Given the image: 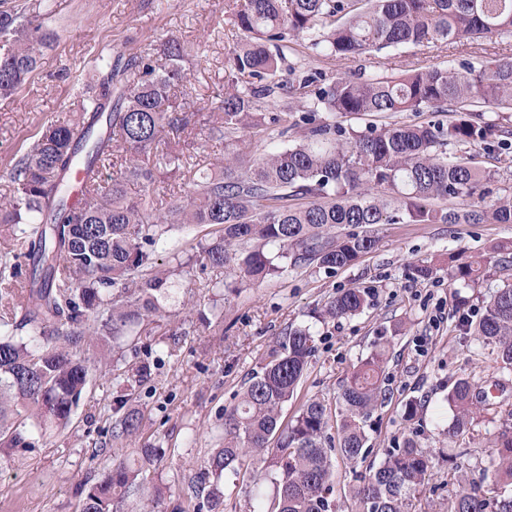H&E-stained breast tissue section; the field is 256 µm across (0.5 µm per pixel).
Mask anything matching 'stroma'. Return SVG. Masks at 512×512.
<instances>
[{
  "mask_svg": "<svg viewBox=\"0 0 512 512\" xmlns=\"http://www.w3.org/2000/svg\"><path fill=\"white\" fill-rule=\"evenodd\" d=\"M235 5V0H50L43 21L57 40L22 87L0 100V200L12 196V162L42 124L72 119L82 80L100 50L116 56L156 53L164 40L177 38L194 54L173 100L207 110L224 92L225 60L241 40L232 20ZM509 53L512 34L442 48H388L351 60L317 54L307 39L292 37L285 50L288 66L269 78L273 93L258 106L301 110L312 104L318 86L340 76L390 78L431 65L478 70ZM310 71L319 72V85L289 94V84ZM375 236L372 252L341 269L291 268L279 278L235 288L226 285L230 273L210 269L174 278L167 314L155 318L150 333L141 336V352L117 348L110 363L93 364L71 425L45 436L30 451L0 457V512H78V485L98 482L113 462L146 444L154 453L143 465V487L148 493L163 488L159 512H194L204 499L195 475L216 446L225 409L259 371L275 339L297 326L310 328L316 352L297 400L283 410L287 419L311 396L337 404L353 364L381 335L389 337L382 383L386 401L366 423V458L356 464L333 459L336 512H354L349 490L357 474L379 464L408 437L420 443L433 464L415 512H446L449 496L459 489L450 477L454 465H461L469 480H480L490 458V438L512 425V371L502 368L493 347L481 345L466 329L512 273L490 265L480 280L464 283L449 275L448 257L465 262L490 254L512 241V224H379ZM424 261L437 267L427 279L415 272ZM214 277L224 280V287H204V280ZM349 288L366 292L363 312L319 319L318 310ZM400 321L405 329L393 335ZM142 364L150 371L140 378L134 369ZM460 378L482 384L491 406L452 443L444 435L452 422L446 395ZM127 393L143 414L142 430L136 440L117 443L108 433L112 405ZM412 399L419 407L409 420L404 410Z\"/></svg>",
  "mask_w": 512,
  "mask_h": 512,
  "instance_id": "1",
  "label": "stroma"
}]
</instances>
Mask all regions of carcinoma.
<instances>
[{
  "instance_id": "1",
  "label": "carcinoma",
  "mask_w": 512,
  "mask_h": 512,
  "mask_svg": "<svg viewBox=\"0 0 512 512\" xmlns=\"http://www.w3.org/2000/svg\"><path fill=\"white\" fill-rule=\"evenodd\" d=\"M41 4L0 0V99L15 94L42 52L57 38L44 27ZM327 18L336 25L312 40L325 56L350 59L373 49L462 43L512 33V0H240L233 25L244 36L225 61L224 98L206 119L209 138L228 141L224 164L196 175L185 144L158 150L165 132L186 128L190 117L170 102L184 81L191 48L169 38L156 67L147 52L124 66L101 55L75 115L46 123L32 146L18 155L9 177L13 196L0 203V453L36 447L51 430L67 428L89 384L90 356L161 313L171 277L190 260L168 247L175 227L208 228L191 249L200 267L229 270L261 283L285 268L314 264L334 270L353 264L377 244L376 224H512V198L477 206L492 173L473 157L448 159V146H476L500 163L512 149V119L484 118L483 108L512 110V58L473 74L429 66L395 78L352 81L339 77L318 91L320 109L342 116L430 112L420 123L371 125L363 131L330 123L311 109L258 112L269 91L244 80L274 76L285 59L287 35L307 36ZM448 120H442V117ZM301 130L300 142L261 156L246 170L232 148L239 138ZM85 178L69 191L75 164ZM119 167L120 173L103 177ZM179 173L184 194L163 209L150 204L157 171ZM142 187L141 198L129 186ZM167 250L164 263L157 249ZM499 258L455 263L453 276L480 279L486 264L512 267V242ZM365 294L347 289L329 301L324 319L357 314ZM512 369V284L495 291L474 329ZM389 342H378L352 368L340 394L338 448L326 447L332 409L309 397L290 420L283 407L297 397L315 351L307 327L276 340L269 360L245 383L224 412V437L201 465L199 480L214 477L207 502L216 507L224 472H246L253 482L274 485V496L257 512H334L331 452L346 460L364 454L366 420L385 399L382 379ZM453 410L448 437L458 438L489 406L475 381L457 380L448 391ZM114 402L111 438L136 436L142 418ZM487 485L472 484L448 498L447 512H512V432L491 440ZM433 465L411 438L388 451L352 491L363 512H411ZM142 466L121 460L87 489L80 512H121L140 494Z\"/></svg>"
}]
</instances>
